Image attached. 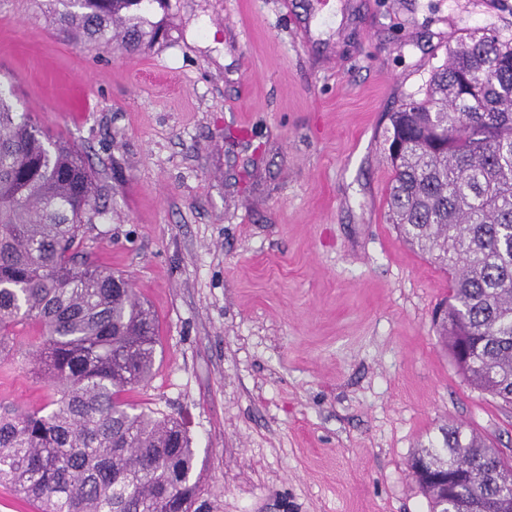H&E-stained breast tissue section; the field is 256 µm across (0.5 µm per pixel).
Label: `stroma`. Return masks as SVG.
Returning a JSON list of instances; mask_svg holds the SVG:
<instances>
[{"instance_id":"stroma-1","label":"stroma","mask_w":512,"mask_h":512,"mask_svg":"<svg viewBox=\"0 0 512 512\" xmlns=\"http://www.w3.org/2000/svg\"><path fill=\"white\" fill-rule=\"evenodd\" d=\"M158 39L79 47L0 0V85L76 144L107 213L83 247L152 309L132 403L183 419L204 512H431L412 454L458 422L512 456L433 313L447 274L388 220L389 112L512 0H165ZM0 400L45 402L26 360Z\"/></svg>"}]
</instances>
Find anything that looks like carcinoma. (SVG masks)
<instances>
[{
	"label": "carcinoma",
	"instance_id": "obj_1",
	"mask_svg": "<svg viewBox=\"0 0 512 512\" xmlns=\"http://www.w3.org/2000/svg\"><path fill=\"white\" fill-rule=\"evenodd\" d=\"M46 2L77 45L158 34L144 13L162 0ZM386 141L389 221L448 273L438 336L472 388L512 408V39L458 37L425 97L389 114ZM101 197L78 147L0 88V362L27 325L52 387L40 408L0 405V485L35 512H200L182 423L127 399L153 374L154 316L80 251ZM439 432L409 463L432 506L512 504L511 458L461 424Z\"/></svg>",
	"mask_w": 512,
	"mask_h": 512
}]
</instances>
